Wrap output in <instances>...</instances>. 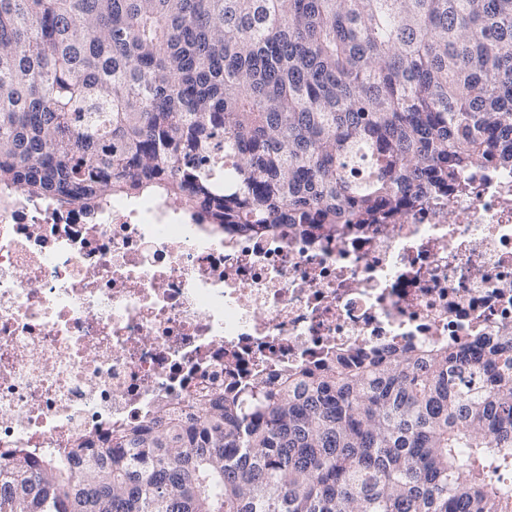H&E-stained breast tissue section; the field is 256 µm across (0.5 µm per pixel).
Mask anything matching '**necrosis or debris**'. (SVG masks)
Instances as JSON below:
<instances>
[{
    "label": "necrosis or debris",
    "instance_id": "obj_1",
    "mask_svg": "<svg viewBox=\"0 0 512 512\" xmlns=\"http://www.w3.org/2000/svg\"><path fill=\"white\" fill-rule=\"evenodd\" d=\"M386 224L213 231L190 202L95 216L0 204V456L103 448L202 393L356 348H436L512 328V171Z\"/></svg>",
    "mask_w": 512,
    "mask_h": 512
}]
</instances>
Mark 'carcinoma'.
Listing matches in <instances>:
<instances>
[{
    "label": "carcinoma",
    "mask_w": 512,
    "mask_h": 512,
    "mask_svg": "<svg viewBox=\"0 0 512 512\" xmlns=\"http://www.w3.org/2000/svg\"><path fill=\"white\" fill-rule=\"evenodd\" d=\"M474 167L512 169V0H0L3 196L332 236ZM162 423L14 451L0 512H512V329Z\"/></svg>",
    "instance_id": "obj_1"
}]
</instances>
